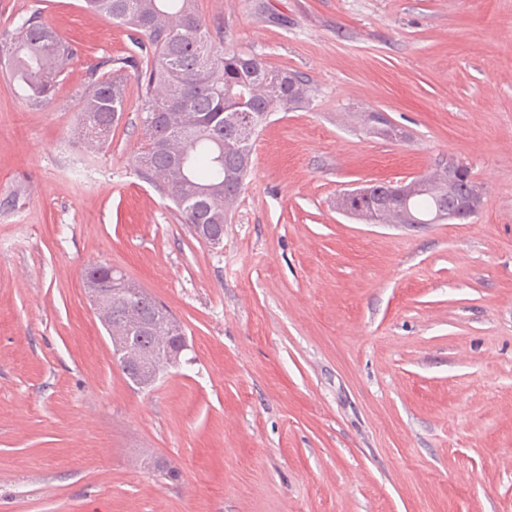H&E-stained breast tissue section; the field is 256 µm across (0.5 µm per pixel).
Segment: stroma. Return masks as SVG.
<instances>
[{"mask_svg":"<svg viewBox=\"0 0 512 512\" xmlns=\"http://www.w3.org/2000/svg\"><path fill=\"white\" fill-rule=\"evenodd\" d=\"M196 6L219 52L311 86L256 138L217 247L137 172L126 31L84 0H0V31L36 9L77 48L38 110L0 52V512H512V0ZM93 74L127 95L95 151ZM452 157L483 186L467 223L336 209ZM100 262L183 324L152 389L92 313Z\"/></svg>","mask_w":512,"mask_h":512,"instance_id":"1","label":"stroma"}]
</instances>
